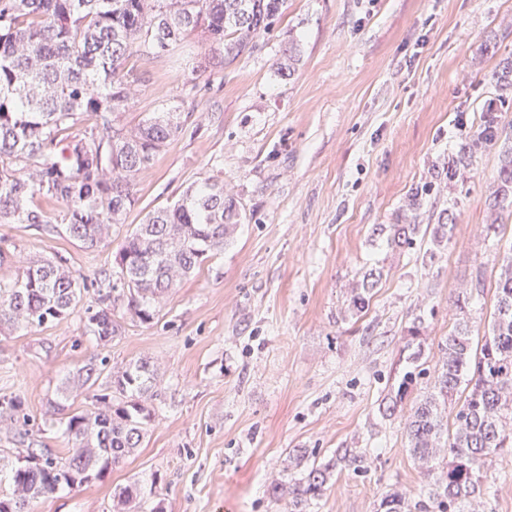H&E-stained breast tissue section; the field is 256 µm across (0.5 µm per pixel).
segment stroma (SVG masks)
Listing matches in <instances>:
<instances>
[{"label":"stroma","instance_id":"obj_1","mask_svg":"<svg viewBox=\"0 0 512 512\" xmlns=\"http://www.w3.org/2000/svg\"><path fill=\"white\" fill-rule=\"evenodd\" d=\"M296 41L300 61L275 65ZM204 47L200 33L139 62L124 116L136 126L173 100L192 115L181 137L139 179L124 223L94 250L34 224H0L20 258L63 260L94 279L114 269L144 215L191 183L223 181L242 221L223 251L161 301L152 323L125 319L107 345L84 333L82 310L37 329L0 332V397H15L37 447L67 456L60 422L89 408L65 391L79 367L142 357L160 367L142 445L104 478L41 499L35 512H110L113 491L139 482L165 512H288L269 496L288 453L352 449L309 512H377L386 493L424 495L429 479L408 450L399 418L379 406L406 365V330L423 318L424 353L457 321L454 301L479 268L499 269L512 249V214L495 210L497 150L479 151L458 179L442 174L461 142L459 120L482 112L512 121V88L493 75L512 61V0H284L253 53L185 85ZM432 190L422 224L452 212L451 242L436 257L373 237L396 223L411 190ZM498 225L492 245L488 225ZM383 273L370 304L345 311L365 271Z\"/></svg>","mask_w":512,"mask_h":512}]
</instances>
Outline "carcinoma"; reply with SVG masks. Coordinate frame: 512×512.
Returning a JSON list of instances; mask_svg holds the SVG:
<instances>
[{
  "label": "carcinoma",
  "mask_w": 512,
  "mask_h": 512,
  "mask_svg": "<svg viewBox=\"0 0 512 512\" xmlns=\"http://www.w3.org/2000/svg\"><path fill=\"white\" fill-rule=\"evenodd\" d=\"M283 0H0V224H38L54 229L43 203L64 207L65 234L94 250L122 224L137 201V179L155 156L175 141L189 114L171 105L127 128L122 115L136 94L139 78L129 59H154L186 35L205 36L208 54L229 65L257 49V38L282 14ZM500 148L497 210L512 208V133L495 112L464 134L446 176L470 168L481 148ZM431 186L412 190L401 223L390 225L391 246L412 250L430 240L435 250L455 228L442 221L417 223L421 199ZM241 223L224 183L205 178L190 185L166 207L147 214L116 255L118 279L104 273L91 283L51 259L29 260L15 281L0 280V328H39L69 317L82 292L93 288L85 310V334L98 343L119 335L117 303L132 318L150 323L155 303L191 275L209 252L220 251ZM495 283L488 332L472 335L466 317L469 292ZM381 275L370 271L350 299L358 314L369 304ZM461 318L439 344V368L421 359L425 337L421 318L407 328L408 368L391 385L382 405L391 417L413 398L405 419L409 452L433 475L427 496L413 502L401 493L386 495L383 512H474L488 503L494 482L488 460L512 447V257L490 276L478 271L456 299ZM102 368L90 362L74 376L79 389L94 390L92 410L73 414L63 434L69 455H42L39 466L11 469L0 504L35 503L67 488L86 485V472L100 478L140 447L152 418L146 401L158 377L154 362L141 358L109 375L95 389ZM426 383L425 391L418 386ZM21 401L0 398V416L18 422ZM452 419H444L446 410ZM348 448L320 458L299 451L296 475L270 491L288 499L289 512H307L332 484L336 470L352 463ZM133 481L116 489L112 508L123 512L142 499Z\"/></svg>",
  "instance_id": "carcinoma-1"
}]
</instances>
